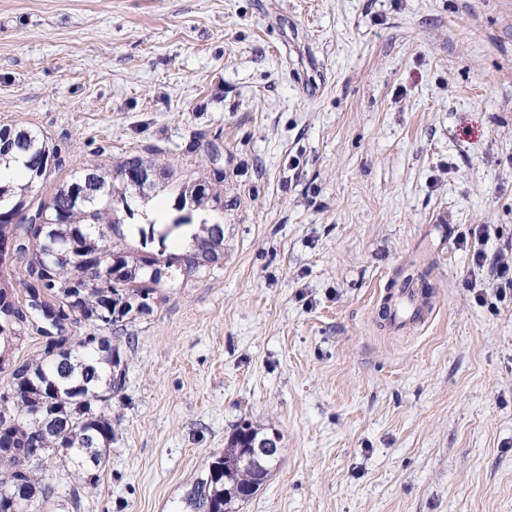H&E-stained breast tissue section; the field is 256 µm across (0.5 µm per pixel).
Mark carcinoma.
<instances>
[{
	"instance_id": "obj_1",
	"label": "carcinoma",
	"mask_w": 512,
	"mask_h": 512,
	"mask_svg": "<svg viewBox=\"0 0 512 512\" xmlns=\"http://www.w3.org/2000/svg\"><path fill=\"white\" fill-rule=\"evenodd\" d=\"M14 153L23 159L27 181L18 187L0 181V238L18 237V255L26 260V276L19 284L30 316L21 314L14 288L0 283V316H16L12 325L0 324V371L12 368L11 385L21 388L7 403L0 402V416H8L0 419V512L19 509L13 498L17 487L27 490L30 512L50 502L56 489L45 482L43 473L62 459L78 481L70 498L77 512L82 507L81 490L98 486L102 464L111 452L109 407L112 394L122 389L123 370L112 337L92 334L69 342L64 336L67 324H99L98 315L109 302L112 316L126 330L139 317L136 303H146L153 312L163 277L187 283L201 276L200 256L224 253V227L201 219L184 252L167 256L170 231L158 230L153 221L125 224L118 206L132 193L126 169L132 163L155 168L137 155L114 169L105 162L85 169L41 205L42 223L14 224L12 216L30 206L29 194L37 185L35 167L51 157L38 132L0 128V163ZM86 176L98 184L93 198L71 196L72 184ZM193 188L187 182L179 190L175 229L193 225L194 214L208 210L212 202L220 203L213 187H208L203 201L193 198ZM130 235L138 237L142 250L127 247ZM98 269L119 272L107 293L93 287ZM31 321L39 323L37 330L45 336H58L66 348L56 351L51 340L44 357L15 364L12 351L20 346ZM265 437L249 422H241L224 453L213 457L191 483L179 512H228L233 504L250 500L279 460L275 455L258 466L242 464L251 445Z\"/></svg>"
}]
</instances>
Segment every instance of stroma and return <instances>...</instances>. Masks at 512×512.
<instances>
[{"label":"stroma","mask_w":512,"mask_h":512,"mask_svg":"<svg viewBox=\"0 0 512 512\" xmlns=\"http://www.w3.org/2000/svg\"><path fill=\"white\" fill-rule=\"evenodd\" d=\"M0 127L56 154L37 205L168 167L134 201L163 224L224 154V265L119 337L81 512H176L245 420L281 456L234 512H512V299L471 272L512 244V0H0ZM413 280V276L403 279L401 288L393 292L392 296L385 300V306L390 311L389 324L396 330H405L424 322L427 314L423 312L417 301L416 289L406 288Z\"/></svg>","instance_id":"stroma-1"}]
</instances>
